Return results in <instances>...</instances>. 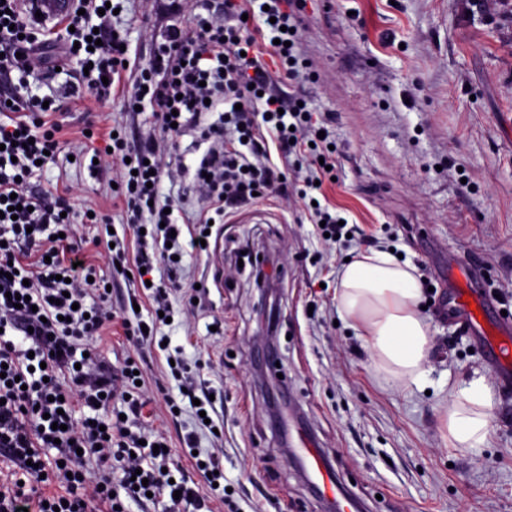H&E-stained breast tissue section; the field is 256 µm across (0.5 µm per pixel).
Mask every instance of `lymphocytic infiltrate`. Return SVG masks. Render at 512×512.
Listing matches in <instances>:
<instances>
[{
	"instance_id": "1",
	"label": "lymphocytic infiltrate",
	"mask_w": 512,
	"mask_h": 512,
	"mask_svg": "<svg viewBox=\"0 0 512 512\" xmlns=\"http://www.w3.org/2000/svg\"><path fill=\"white\" fill-rule=\"evenodd\" d=\"M263 10H255V2ZM107 0H77L76 12L46 25L33 20L24 0H0V79L9 83L0 101V456L12 465L0 480V512H128L127 499L172 497L173 508L203 512L220 502L239 509L212 478L217 457L195 455V436L181 440L184 456L202 475H174L168 440L144 423L147 404L137 385V362L99 367L78 356L80 340L100 335L112 322L107 280L93 278L84 253L71 246L74 207L69 189L33 192L35 163L58 155L60 127L55 107L26 95L29 76L55 77L79 62L85 69L77 87L103 101L110 84H121L128 110L152 112L159 130L194 127L208 149L192 177L208 198L194 224L183 226L161 199L158 186L168 164L157 132L129 143L125 134L92 128L93 156L101 171L118 167L112 202L120 206L135 248L116 245L110 263L138 287L154 278L156 264L173 262V235L203 239L210 220L251 202L254 194L282 189V164L308 153L306 175L297 189L307 198L333 165L327 140L313 112L286 96L283 83L309 63L297 30L303 0H223L219 17L199 18L193 29L171 26L147 60H129L124 37L105 13ZM98 35V46L87 38ZM219 119L205 123L206 114ZM241 127L244 140L228 146L227 132ZM18 206L16 217L6 214ZM55 228L56 238L45 232ZM20 294L22 307L8 301ZM147 325L122 316L128 341H153L174 311L167 291L155 285ZM54 458H47L48 450ZM147 485L138 486L134 473Z\"/></svg>"
}]
</instances>
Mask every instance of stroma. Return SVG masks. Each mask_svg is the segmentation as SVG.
Returning a JSON list of instances; mask_svg holds the SVG:
<instances>
[{"instance_id":"35a3bbf8","label":"stroma","mask_w":512,"mask_h":512,"mask_svg":"<svg viewBox=\"0 0 512 512\" xmlns=\"http://www.w3.org/2000/svg\"><path fill=\"white\" fill-rule=\"evenodd\" d=\"M130 52L149 54L169 26L167 0H121ZM300 48L318 82L295 80L290 93L328 120L336 178L330 207L360 237L322 243L296 195L274 192L228 210L222 236L204 253L182 245L177 274L155 272L176 313L166 347L133 346L121 324L86 340L92 358L115 363L135 354L148 388L153 427L179 444L192 433L218 458L241 512H325L285 452L270 412L267 379L254 374L258 348L271 342L279 385L362 512H512V387L498 383L487 354L440 308L459 260L473 264L495 307L512 310V0H306ZM122 125L129 140L153 123L131 118L119 95L62 116L67 141L57 162L31 179L35 190L73 187L76 213L94 207L107 225L76 223L98 276L111 279L109 304L122 311L138 288L112 273L110 236L134 237L113 207L106 179L80 153L85 120ZM274 260L278 312L259 314L263 290L238 268L241 245ZM384 247L403 255L428 283L424 312L432 353L416 383L377 376L362 340L337 313L340 268L350 255ZM203 305L182 309L195 285ZM214 394L222 436L196 419L188 400L170 418L162 394H178L167 357ZM492 385L490 434L480 448L446 447L440 420L449 391Z\"/></svg>"}]
</instances>
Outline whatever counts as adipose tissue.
Masks as SVG:
<instances>
[{"label":"adipose tissue","mask_w":512,"mask_h":512,"mask_svg":"<svg viewBox=\"0 0 512 512\" xmlns=\"http://www.w3.org/2000/svg\"><path fill=\"white\" fill-rule=\"evenodd\" d=\"M337 299L340 318L363 339L376 373L402 385L424 376L431 346L412 264L385 250L357 254L339 273ZM443 425L449 447L470 449L485 440L490 421L454 397L443 408Z\"/></svg>","instance_id":"1"}]
</instances>
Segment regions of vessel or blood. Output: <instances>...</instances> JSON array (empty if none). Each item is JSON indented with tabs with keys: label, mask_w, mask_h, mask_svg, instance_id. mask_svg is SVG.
<instances>
[{
	"label": "vessel or blood",
	"mask_w": 512,
	"mask_h": 512,
	"mask_svg": "<svg viewBox=\"0 0 512 512\" xmlns=\"http://www.w3.org/2000/svg\"><path fill=\"white\" fill-rule=\"evenodd\" d=\"M34 11L40 12L43 21H51L70 13L72 0H31ZM470 265H463L459 272L462 277L457 288L448 293V312L461 320L488 354L495 374L503 382L512 381V318H498L492 325H485L490 303L475 287ZM300 446L295 455L305 471L312 477L313 485L329 507L336 512H359L357 501L347 496L328 465L325 454L307 436H300Z\"/></svg>",
	"instance_id": "obj_1"
}]
</instances>
